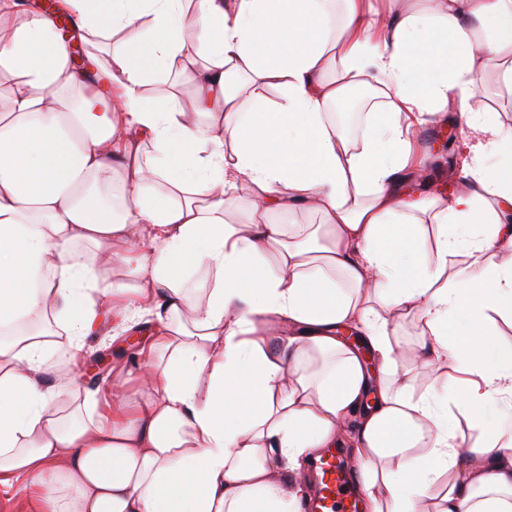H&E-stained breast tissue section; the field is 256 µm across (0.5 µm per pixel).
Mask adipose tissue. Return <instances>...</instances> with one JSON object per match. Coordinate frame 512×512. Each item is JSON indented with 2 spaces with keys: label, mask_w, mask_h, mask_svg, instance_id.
Segmentation results:
<instances>
[{
  "label": "adipose tissue",
  "mask_w": 512,
  "mask_h": 512,
  "mask_svg": "<svg viewBox=\"0 0 512 512\" xmlns=\"http://www.w3.org/2000/svg\"><path fill=\"white\" fill-rule=\"evenodd\" d=\"M329 2L0 0V476L42 512H301L276 472L305 477L349 415L370 512H417L438 483L437 512H512V431L488 415L512 410L491 333L512 319V127L473 92L491 70L512 91V0H343L335 21ZM369 84L384 108L358 146L328 112ZM452 101L464 183L411 197L412 121ZM299 210L320 224L270 220ZM107 314L154 317L137 361L94 386L54 367ZM398 316L428 332L417 398L336 336L385 364Z\"/></svg>",
  "instance_id": "obj_1"
}]
</instances>
